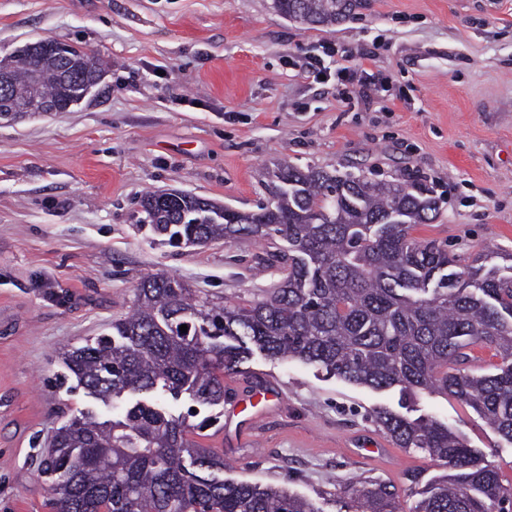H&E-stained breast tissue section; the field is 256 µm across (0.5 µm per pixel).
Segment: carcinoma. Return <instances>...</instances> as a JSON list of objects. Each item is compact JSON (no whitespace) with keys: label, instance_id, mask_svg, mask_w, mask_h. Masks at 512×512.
I'll return each mask as SVG.
<instances>
[{"label":"carcinoma","instance_id":"cac0c4a2","mask_svg":"<svg viewBox=\"0 0 512 512\" xmlns=\"http://www.w3.org/2000/svg\"><path fill=\"white\" fill-rule=\"evenodd\" d=\"M354 0H274L284 17L307 25L346 18ZM36 94L62 96L52 52L11 57L10 75ZM274 201L256 212L226 211L182 192L141 201L150 231L175 246L250 236L288 244L279 287L244 304L219 306L178 279L149 275L115 335L63 353L77 387L103 402L162 389L201 406L224 402V372L258 349L296 359L376 390L398 386L471 406L512 443V266L479 255L469 265L411 231L432 220L434 198L394 179L370 180L283 165ZM187 325V332L180 326ZM494 351V371L475 368L474 349ZM374 418L401 448L424 452L448 473L420 493L409 512H507L512 485L448 426L389 410ZM190 424L144 400L124 419L82 412L59 427L44 462L56 512H321L283 486L219 478L224 459L193 440ZM339 512H403L385 483L353 487Z\"/></svg>","mask_w":512,"mask_h":512}]
</instances>
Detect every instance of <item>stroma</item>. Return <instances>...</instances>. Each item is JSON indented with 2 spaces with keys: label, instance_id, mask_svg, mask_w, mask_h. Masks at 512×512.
<instances>
[{
  "label": "stroma",
  "instance_id": "stroma-1",
  "mask_svg": "<svg viewBox=\"0 0 512 512\" xmlns=\"http://www.w3.org/2000/svg\"><path fill=\"white\" fill-rule=\"evenodd\" d=\"M43 37L108 61L70 111L0 122V512H54L39 465L80 411L122 418L76 389L63 350L111 333L146 275L232 305L283 278L280 239L173 246L140 224L149 191L180 190L252 212L284 163L402 178L429 190L415 238L512 265V0H357L311 27L273 0H0V57ZM330 46L374 84L344 86ZM322 56L324 78L304 64ZM270 393L258 401L259 393ZM196 424L225 478L275 484L336 512L353 485H393L409 512L445 468L399 448L373 419L434 418L512 483V444L467 404L347 383L259 351L224 376V401L150 394Z\"/></svg>",
  "mask_w": 512,
  "mask_h": 512
}]
</instances>
